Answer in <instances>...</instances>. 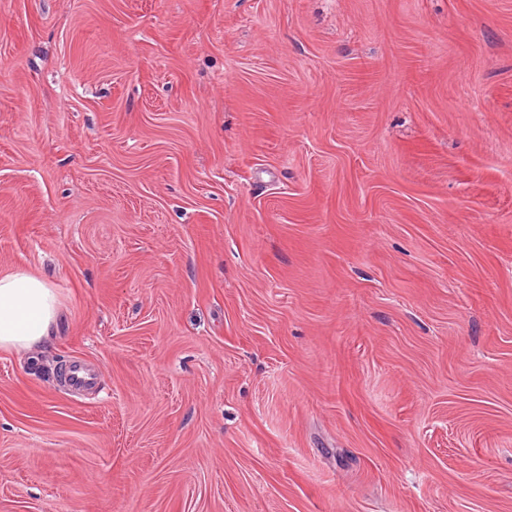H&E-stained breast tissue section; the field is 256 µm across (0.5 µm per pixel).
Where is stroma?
<instances>
[{
  "mask_svg": "<svg viewBox=\"0 0 512 512\" xmlns=\"http://www.w3.org/2000/svg\"><path fill=\"white\" fill-rule=\"evenodd\" d=\"M18 270L0 512H512V0H0ZM57 296L36 276L17 271L0 277V347L30 348L51 336ZM96 374L87 368L82 362L75 361L69 367L67 383L69 387L80 390L95 385Z\"/></svg>",
  "mask_w": 512,
  "mask_h": 512,
  "instance_id": "obj_1",
  "label": "stroma"
}]
</instances>
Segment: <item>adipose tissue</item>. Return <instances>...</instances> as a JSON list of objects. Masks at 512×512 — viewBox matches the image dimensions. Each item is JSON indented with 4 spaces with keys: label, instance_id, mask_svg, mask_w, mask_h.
Segmentation results:
<instances>
[{
    "label": "adipose tissue",
    "instance_id": "ef3b65f1",
    "mask_svg": "<svg viewBox=\"0 0 512 512\" xmlns=\"http://www.w3.org/2000/svg\"><path fill=\"white\" fill-rule=\"evenodd\" d=\"M56 311V293L44 281L25 271L1 276L0 347L22 349L45 342Z\"/></svg>",
    "mask_w": 512,
    "mask_h": 512
}]
</instances>
